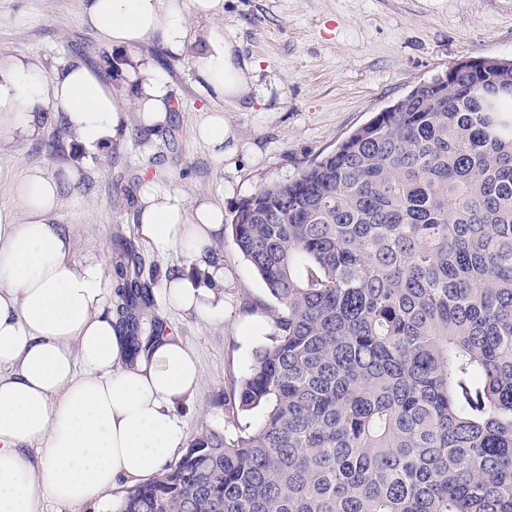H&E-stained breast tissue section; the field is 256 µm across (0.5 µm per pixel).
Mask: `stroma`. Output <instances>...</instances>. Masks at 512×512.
I'll use <instances>...</instances> for the list:
<instances>
[{"mask_svg":"<svg viewBox=\"0 0 512 512\" xmlns=\"http://www.w3.org/2000/svg\"><path fill=\"white\" fill-rule=\"evenodd\" d=\"M82 14L83 0H0V59H30L48 76L82 62L129 106L134 92L122 66L139 57L165 72L173 120L138 140L131 136L138 125L130 123L129 135L86 157L56 123L31 140L0 134V211L23 215L17 185L26 169L39 166L60 183L55 221L72 232L75 260L102 257L113 279L127 261L124 243H134L156 280L153 306L135 314L140 333L160 320L200 363L202 384L181 409L187 439L209 431L235 437L260 421L259 413L232 409L226 400L274 331L275 301L227 233L211 247L224 266L223 318L169 307L160 282L166 268L187 259L157 256L139 235L143 184L175 187L184 204L204 199L232 213L260 186L292 179L376 112L458 62L512 59V0H224L210 25L251 69L250 91L236 109L203 94L188 57L156 41L132 50L108 45ZM211 109L223 111L231 132L220 157L195 135ZM54 139L60 146L53 151ZM79 156L84 169L74 182L67 171Z\"/></svg>","mask_w":512,"mask_h":512,"instance_id":"1","label":"stroma"}]
</instances>
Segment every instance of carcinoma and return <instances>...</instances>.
Segmentation results:
<instances>
[{
  "instance_id": "obj_1",
  "label": "carcinoma",
  "mask_w": 512,
  "mask_h": 512,
  "mask_svg": "<svg viewBox=\"0 0 512 512\" xmlns=\"http://www.w3.org/2000/svg\"><path fill=\"white\" fill-rule=\"evenodd\" d=\"M232 212L275 300L233 403L120 512H512V68H452ZM116 311L153 305L121 275Z\"/></svg>"
}]
</instances>
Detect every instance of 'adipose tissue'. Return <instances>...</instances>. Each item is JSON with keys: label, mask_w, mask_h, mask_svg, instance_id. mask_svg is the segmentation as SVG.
Returning a JSON list of instances; mask_svg holds the SVG:
<instances>
[{"label": "adipose tissue", "mask_w": 512, "mask_h": 512, "mask_svg": "<svg viewBox=\"0 0 512 512\" xmlns=\"http://www.w3.org/2000/svg\"><path fill=\"white\" fill-rule=\"evenodd\" d=\"M224 0H88L83 17L105 42L126 49L150 40L191 55L207 93L236 106L250 68L216 29L197 31L190 17L211 19ZM125 74L134 108L79 62L53 76L24 58L0 60V130L39 136L43 109L91 152L123 136L130 117L144 133L166 123L170 88L163 70L132 58ZM19 196L27 219L0 211V512H42L45 498L106 507L113 489L152 479L185 443L181 405L200 387L193 353L170 333L131 355L129 338L108 303L103 258H72L73 240L54 216L55 177L26 170ZM138 232L159 256L186 255L167 269L163 294L173 308L207 316L224 311V267L210 251L224 232V208L192 207L176 191L143 187Z\"/></svg>", "instance_id": "obj_1"}]
</instances>
